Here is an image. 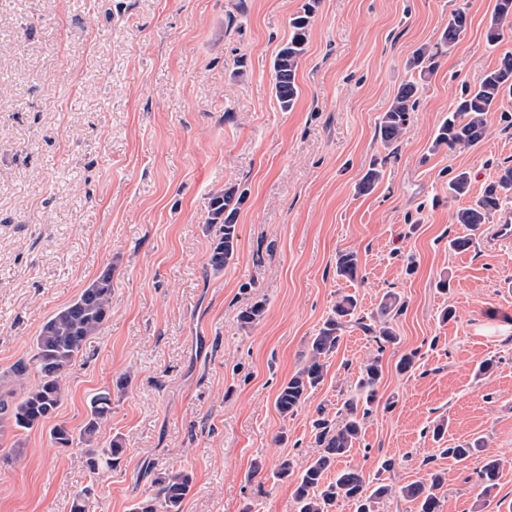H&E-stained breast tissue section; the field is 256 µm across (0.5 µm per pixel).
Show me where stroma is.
<instances>
[{"mask_svg": "<svg viewBox=\"0 0 512 512\" xmlns=\"http://www.w3.org/2000/svg\"><path fill=\"white\" fill-rule=\"evenodd\" d=\"M304 2L0 0V372L112 272V315L69 371L55 422L0 440V512H71L79 496L85 512H132L164 469L193 474L182 512H296L293 479L274 471L307 466L319 410L336 414L376 356L379 401L351 463L396 487L441 473V512H512V246L488 249L479 233L469 250L448 247L468 204L449 198V180L468 172L476 196L512 166V97L477 147H432L462 88L512 54V33L487 44L495 0H320L301 94L284 112L272 61ZM460 7L467 31L420 82L397 149L384 148L378 119L410 79L408 59L435 48ZM373 163L383 178L358 194ZM231 183L249 198L216 275L207 206ZM341 251L358 257L355 282L336 275ZM389 292L405 303L398 344L345 330L323 382L281 416L278 389L337 298L355 294L368 318ZM258 300L262 318L242 326ZM125 376L99 433L105 446L122 437L125 453L94 477L51 430L80 429L89 397ZM442 419L448 445L481 438L504 459L490 497L479 460L440 455Z\"/></svg>", "mask_w": 512, "mask_h": 512, "instance_id": "obj_1", "label": "stroma"}]
</instances>
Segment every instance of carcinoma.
Returning a JSON list of instances; mask_svg holds the SVG:
<instances>
[{
    "instance_id": "cac0c4a2",
    "label": "carcinoma",
    "mask_w": 512,
    "mask_h": 512,
    "mask_svg": "<svg viewBox=\"0 0 512 512\" xmlns=\"http://www.w3.org/2000/svg\"><path fill=\"white\" fill-rule=\"evenodd\" d=\"M319 0H306L290 22V35L276 53L272 63L273 87L279 106L284 111L294 108L300 94L297 81L299 65L308 51V33ZM468 12L456 9L442 32L441 41L453 46L466 31ZM512 32V0H496L494 12L486 29V41L498 44ZM408 68L418 79L405 82L393 98L389 108L378 121V132L383 144L391 147L398 143L409 123L410 113L418 102V80L436 68V55L428 48H418L409 60ZM512 94V55L503 57L499 65L488 71L479 85L464 91L455 102L448 117L437 129L435 146L465 149L476 146L486 136L488 115L499 101ZM382 172L370 168L358 183V191L367 193L380 181ZM469 175L461 171L448 181V196L461 198L469 194ZM512 195V168L497 179L489 181L481 195L456 213V223L476 232L497 211L503 199ZM248 199L247 189L239 185H226L210 194L207 224L219 226L209 259L211 269L220 273L236 253L238 245L237 215ZM337 276L353 282L359 277V263L355 253L342 251L336 257ZM357 298L351 294L336 300L330 317L324 322L311 343L310 356L276 395L275 406L286 417L298 412L309 392L324 379L326 359L336 348L344 329L357 327L372 333L379 340L394 345L397 342L392 321L403 311L400 297L390 293L379 304L372 323L357 315ZM112 313V269L94 279L72 302L55 312L35 336L32 355L14 363L0 373V435L8 432L18 436L41 427L57 413L64 399V379L82 352L86 341L98 335ZM39 380L28 385L30 373ZM381 377L380 358L375 356L363 366L357 382L356 394L344 403V418L338 426L319 411L315 422L316 439L321 451L302 471L294 486V499L299 512H333L340 501L347 500L355 512H376L377 504L392 493L387 484L370 485L357 465L336 470L333 478H325L331 463L348 458L360 442L364 419L378 402V383ZM112 415V392L105 389L95 394L88 405L84 423L79 431L59 423L52 430L53 442L62 449L77 445L83 448L85 465L92 474L104 467L119 464L123 455L122 438L116 436L109 447H98L97 436ZM441 454L458 463L473 458L481 459L476 471L477 480L488 497L497 487L502 467L499 459L486 453L485 443L476 440L465 446L440 449ZM442 482L441 475L429 474L423 481L400 489L403 497L418 502L419 512H440V499L436 494ZM193 485L192 473L186 470H164L151 481L153 494L135 504L134 512H182L184 499Z\"/></svg>"
}]
</instances>
